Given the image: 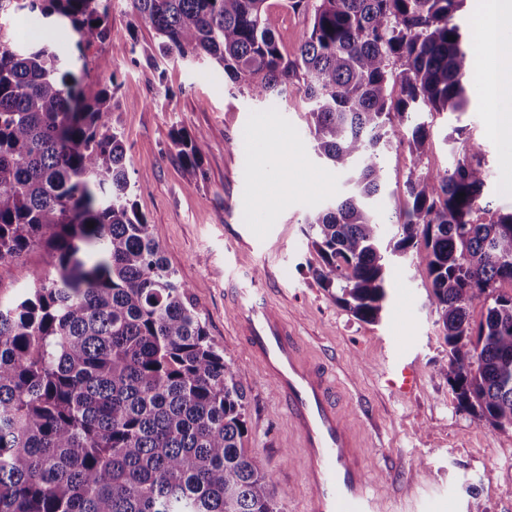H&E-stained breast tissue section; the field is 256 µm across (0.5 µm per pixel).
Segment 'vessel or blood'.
Listing matches in <instances>:
<instances>
[{
	"instance_id": "vessel-or-blood-1",
	"label": "vessel or blood",
	"mask_w": 512,
	"mask_h": 512,
	"mask_svg": "<svg viewBox=\"0 0 512 512\" xmlns=\"http://www.w3.org/2000/svg\"><path fill=\"white\" fill-rule=\"evenodd\" d=\"M236 327L272 384L302 450L309 512H384L340 410L329 369L308 356L284 315L266 302L242 304Z\"/></svg>"
}]
</instances>
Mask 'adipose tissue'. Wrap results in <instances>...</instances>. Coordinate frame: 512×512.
I'll return each instance as SVG.
<instances>
[{"instance_id":"obj_1","label":"adipose tissue","mask_w":512,"mask_h":512,"mask_svg":"<svg viewBox=\"0 0 512 512\" xmlns=\"http://www.w3.org/2000/svg\"><path fill=\"white\" fill-rule=\"evenodd\" d=\"M480 21L486 35L485 50L494 69L484 82V93L493 104L491 125L500 136L512 138V59H500L499 36L512 29V0H482Z\"/></svg>"}]
</instances>
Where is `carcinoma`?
<instances>
[{
  "instance_id": "cac0c4a2",
  "label": "carcinoma",
  "mask_w": 512,
  "mask_h": 512,
  "mask_svg": "<svg viewBox=\"0 0 512 512\" xmlns=\"http://www.w3.org/2000/svg\"><path fill=\"white\" fill-rule=\"evenodd\" d=\"M465 2L288 0L310 13L291 58L268 0H131L127 34L137 41L144 23L155 55L208 57L258 99L302 83L314 150L351 173L347 193L305 218L315 277L374 324L386 250L423 246L457 408L512 431V212L484 201L480 144L442 172L428 165L424 115L469 104ZM23 11L71 28L85 74L86 51L112 34L107 0H0V267L36 249L51 257L23 295L0 296V512H281L273 476L245 448L239 372L133 199L115 77L84 88L53 44L19 38ZM399 135L414 156L410 203L385 246L371 199L387 182L382 148ZM172 140L198 168L205 137Z\"/></svg>"
}]
</instances>
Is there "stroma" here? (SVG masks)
Here are the masks:
<instances>
[{
	"label": "stroma",
	"instance_id": "stroma-1",
	"mask_svg": "<svg viewBox=\"0 0 512 512\" xmlns=\"http://www.w3.org/2000/svg\"><path fill=\"white\" fill-rule=\"evenodd\" d=\"M114 39L79 60L70 28L48 29L18 16L22 38L61 47L74 69L89 67L91 81L116 77L114 126L127 149L133 198L147 216L165 257L193 302L217 350L239 371L247 395L246 446L276 483L281 512H306L307 489L300 475L301 450L290 437L288 418L273 388L248 357L232 324V290L265 297L278 306L315 361L337 373L342 405L354 429L366 472L387 512H512V432L498 431L456 411L440 368L448 346L428 302L430 281L422 252L394 260L389 298L379 323L356 320L337 306L313 274L320 258L309 247L304 219L343 188V176L313 151L301 86L285 96L255 99L238 91L220 67L180 61L155 65L144 54L153 31L125 34L133 16L130 0H110ZM467 111L432 119L429 165L444 170L452 157L443 142L452 128L463 141L484 149L488 198L512 211V141L491 130L490 101L472 84ZM141 107L131 108L128 97ZM204 135L202 167H185L172 143L174 130ZM287 146V158L272 157L270 194L278 199L265 215L255 213L263 180L258 148ZM387 183L376 209L388 219L405 209V182L413 168L407 143L393 139L383 154ZM50 258L34 250L18 265L0 268V294L12 296L46 272ZM418 382L411 393L395 387L402 368Z\"/></svg>",
	"mask_w": 512,
	"mask_h": 512
}]
</instances>
